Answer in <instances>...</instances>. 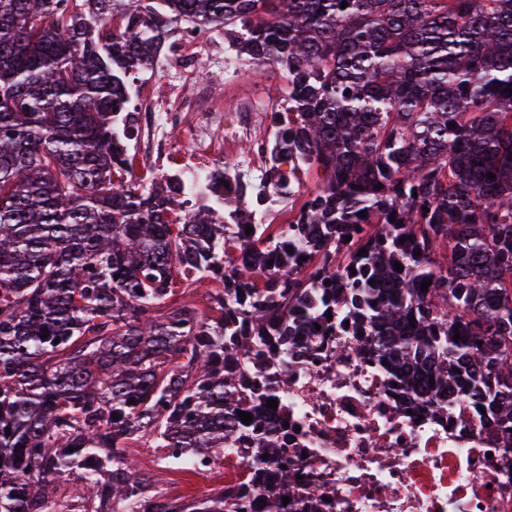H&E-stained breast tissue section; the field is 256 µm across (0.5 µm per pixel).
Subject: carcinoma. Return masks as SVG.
I'll return each mask as SVG.
<instances>
[{
  "label": "carcinoma",
  "mask_w": 512,
  "mask_h": 512,
  "mask_svg": "<svg viewBox=\"0 0 512 512\" xmlns=\"http://www.w3.org/2000/svg\"><path fill=\"white\" fill-rule=\"evenodd\" d=\"M178 22L224 28L287 91L262 181L174 224L180 180L132 176L126 109ZM508 88L512 0H0V512H225L222 488L154 494L127 449L223 458L265 400L228 364L268 329L288 363L326 309L367 332L337 354L377 348L419 394L512 418ZM276 195L302 200L293 254L271 224L245 234L246 198ZM200 279L216 315L168 303ZM282 452L258 438L254 512H296Z\"/></svg>",
  "instance_id": "cac0c4a2"
}]
</instances>
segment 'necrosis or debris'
Masks as SVG:
<instances>
[{
	"mask_svg": "<svg viewBox=\"0 0 512 512\" xmlns=\"http://www.w3.org/2000/svg\"><path fill=\"white\" fill-rule=\"evenodd\" d=\"M132 119L146 131L165 126L153 139L157 161L187 147L179 168L194 179L268 123L256 95L221 103L212 92L142 101ZM359 333L340 324L316 342L297 341L287 365L265 354L242 369L245 385L275 390L278 407L262 408L257 426L280 435L301 512H512V420L489 423L471 404L457 411L409 393L379 353L338 356ZM244 470L236 449H225V512H245L261 493Z\"/></svg>",
	"mask_w": 512,
	"mask_h": 512,
	"instance_id": "obj_1",
	"label": "necrosis or debris"
}]
</instances>
